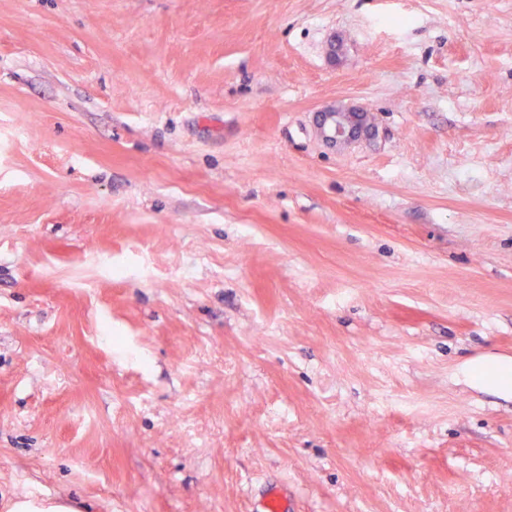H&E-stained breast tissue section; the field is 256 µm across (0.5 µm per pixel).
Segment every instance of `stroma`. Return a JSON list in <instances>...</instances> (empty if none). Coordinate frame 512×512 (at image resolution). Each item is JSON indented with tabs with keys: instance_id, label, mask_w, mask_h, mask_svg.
<instances>
[{
	"instance_id": "stroma-1",
	"label": "stroma",
	"mask_w": 512,
	"mask_h": 512,
	"mask_svg": "<svg viewBox=\"0 0 512 512\" xmlns=\"http://www.w3.org/2000/svg\"><path fill=\"white\" fill-rule=\"evenodd\" d=\"M480 355L512 0H0V512H512ZM323 129L326 138L330 140H342L357 133L360 124L363 122L364 109L334 108L328 107L323 111Z\"/></svg>"
}]
</instances>
